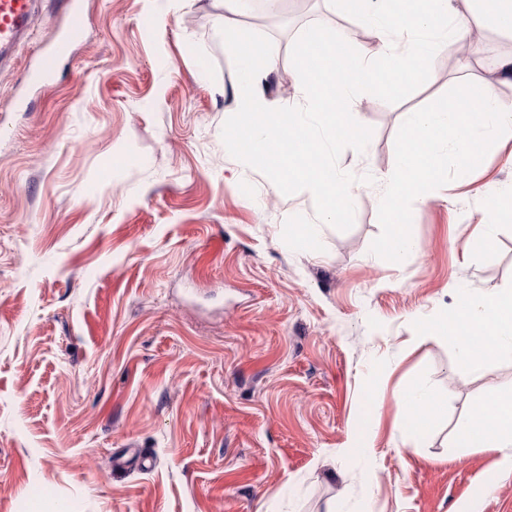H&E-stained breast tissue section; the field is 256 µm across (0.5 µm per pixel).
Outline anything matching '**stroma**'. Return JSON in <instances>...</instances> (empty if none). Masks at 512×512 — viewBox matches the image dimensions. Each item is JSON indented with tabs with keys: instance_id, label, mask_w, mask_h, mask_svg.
<instances>
[{
	"instance_id": "35a3bbf8",
	"label": "stroma",
	"mask_w": 512,
	"mask_h": 512,
	"mask_svg": "<svg viewBox=\"0 0 512 512\" xmlns=\"http://www.w3.org/2000/svg\"><path fill=\"white\" fill-rule=\"evenodd\" d=\"M82 38L50 81L30 77L61 21L42 0L0 67V512H512L493 448L459 426L512 357L461 367L421 322L456 291L512 288V222L479 245L512 183V141L466 182L407 201L415 246L385 256L378 174L408 113L465 94L461 42L427 82L363 103L362 143L337 141L356 186L344 221L300 183L246 163L227 140L232 22L277 56L266 98L300 99L308 31L378 40L337 0H282L271 28L224 0H83ZM292 224H316L317 253ZM422 382L444 410L412 431L398 410ZM153 457L141 468L140 453Z\"/></svg>"
}]
</instances>
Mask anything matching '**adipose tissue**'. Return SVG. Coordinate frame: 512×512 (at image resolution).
Wrapping results in <instances>:
<instances>
[{"label": "adipose tissue", "instance_id": "adipose-tissue-1", "mask_svg": "<svg viewBox=\"0 0 512 512\" xmlns=\"http://www.w3.org/2000/svg\"><path fill=\"white\" fill-rule=\"evenodd\" d=\"M359 26L372 30L379 42L377 57L359 51L345 34L325 38L309 31L296 45L302 76L300 109L270 111L264 82L277 61L259 52L254 40L234 24L224 26V40L238 58L236 87L244 107L238 118L245 134L234 138L246 161L261 164L286 179H295L294 159L325 155L327 142H361L351 120L362 100H379L380 69L389 68L407 82L422 83L433 47L447 39L471 43L478 26L488 24L512 35V0H338ZM459 110L454 96L436 99L429 109L409 113L408 142L402 145L392 173L380 175L391 216L384 246L400 257L413 246L398 209L411 193L428 190L442 172L444 154L455 160L457 178H466L488 143L512 139V103L505 102L495 82L474 83ZM304 185L325 205L326 219L342 221L355 197V185L331 164L305 173ZM426 336L454 343L457 362L486 366L512 355V289L494 295L458 292L450 313L423 323ZM461 448H499L501 473L512 475V389L489 395L470 412L459 431Z\"/></svg>", "mask_w": 512, "mask_h": 512}]
</instances>
